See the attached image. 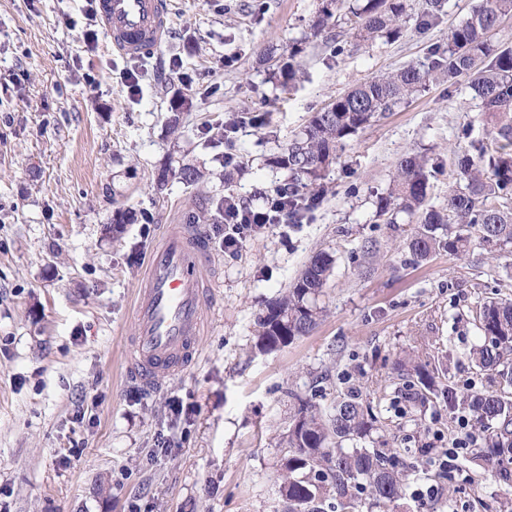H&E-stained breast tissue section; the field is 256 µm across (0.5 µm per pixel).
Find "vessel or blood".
<instances>
[{
    "label": "vessel or blood",
    "instance_id": "vessel-or-blood-1",
    "mask_svg": "<svg viewBox=\"0 0 512 512\" xmlns=\"http://www.w3.org/2000/svg\"><path fill=\"white\" fill-rule=\"evenodd\" d=\"M96 16L113 52L124 58L152 57L172 37L169 0H97ZM214 268L200 225H165L125 329L126 377L150 388L196 363L198 339L210 324Z\"/></svg>",
    "mask_w": 512,
    "mask_h": 512
}]
</instances>
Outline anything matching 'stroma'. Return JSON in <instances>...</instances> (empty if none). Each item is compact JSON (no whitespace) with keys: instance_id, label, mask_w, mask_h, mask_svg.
Instances as JSON below:
<instances>
[{"instance_id":"35a3bbf8","label":"stroma","mask_w":512,"mask_h":512,"mask_svg":"<svg viewBox=\"0 0 512 512\" xmlns=\"http://www.w3.org/2000/svg\"><path fill=\"white\" fill-rule=\"evenodd\" d=\"M478 2L447 0L439 23L422 31L423 0H406L400 37L369 42L347 7L334 6L333 52L314 31L324 0H171L170 42L135 60L113 54L105 33L87 41L88 0H0V506L278 512L280 442L298 397L327 410L352 385L384 440L414 465L411 486L440 490L424 504L408 500L410 512H483L512 499L480 459V438L459 472L442 475L426 456L474 418L455 396L490 386L468 358L480 341L473 310L512 298V253L441 251L413 265L416 224L376 214L407 155L434 170L429 204L446 203L458 152L487 136L466 80L430 81L359 130L302 223L267 225L232 255L223 225H208L218 313L199 361L152 389L124 378L121 365L134 290L163 225L230 192L261 206L285 179L268 158L312 112L371 76L424 62ZM270 54L293 58L292 85L271 74ZM177 93L192 106L176 135L167 118ZM254 112L267 113L269 126L214 137V127ZM182 164L202 171L197 185L156 186L160 169ZM119 210L129 222L113 223ZM320 251L333 259L319 298L326 316L309 335L260 351L258 317ZM422 353L442 362L448 387L425 404L394 369ZM174 396L178 415L168 407ZM173 433L178 447H161Z\"/></svg>"}]
</instances>
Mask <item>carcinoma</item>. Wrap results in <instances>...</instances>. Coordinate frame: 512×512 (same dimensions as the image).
<instances>
[{"instance_id": "1", "label": "carcinoma", "mask_w": 512, "mask_h": 512, "mask_svg": "<svg viewBox=\"0 0 512 512\" xmlns=\"http://www.w3.org/2000/svg\"><path fill=\"white\" fill-rule=\"evenodd\" d=\"M445 0H425L420 21L438 18ZM403 0H363L350 8L357 36L395 39L401 33ZM512 16V0H481L470 16L454 27L448 45L437 47L426 62L408 65L389 75L374 76L353 86L332 103L313 113L287 146L268 159L287 173L291 220L297 221L325 192L324 180L347 140L373 118L390 112L424 88L446 78L451 84L466 77L481 102V111L493 122L489 132L495 147L471 144L474 153L458 155L455 185L445 207H426L428 175L425 160L403 158L393 187L378 198L377 211L396 223L397 215L414 216L425 209L421 228L408 243L410 261L418 264L437 251L462 255L478 244L490 253L512 246V47L491 42L501 20ZM189 102L178 94L172 99L169 126L176 131ZM237 203L227 194L190 211V223L202 224L213 210L224 216V207ZM332 270L326 252L311 256L281 298L259 317L260 349L273 350L308 335L324 309L316 297ZM480 342L469 353L472 362L498 383L484 393H468L463 403L477 415L484 428L481 457L497 477L512 483V299L487 301L474 317ZM398 376L412 379L415 395L426 398L448 392L439 388L428 364H396ZM298 406L283 437L287 451L280 459L279 494L285 512H359L362 500L379 512H399L412 467L387 442L376 437L377 418L365 408L361 391L347 389L333 410L324 411L314 397L297 398Z\"/></svg>"}]
</instances>
